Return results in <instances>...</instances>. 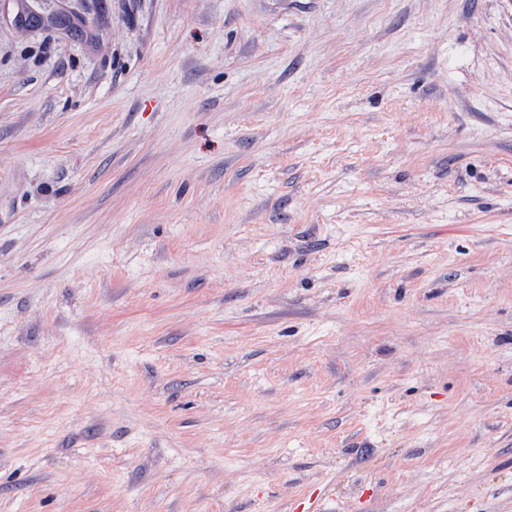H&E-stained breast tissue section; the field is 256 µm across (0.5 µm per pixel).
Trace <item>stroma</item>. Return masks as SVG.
Masks as SVG:
<instances>
[{"label": "stroma", "instance_id": "stroma-1", "mask_svg": "<svg viewBox=\"0 0 512 512\" xmlns=\"http://www.w3.org/2000/svg\"><path fill=\"white\" fill-rule=\"evenodd\" d=\"M512 512V0H0V512Z\"/></svg>", "mask_w": 512, "mask_h": 512}]
</instances>
